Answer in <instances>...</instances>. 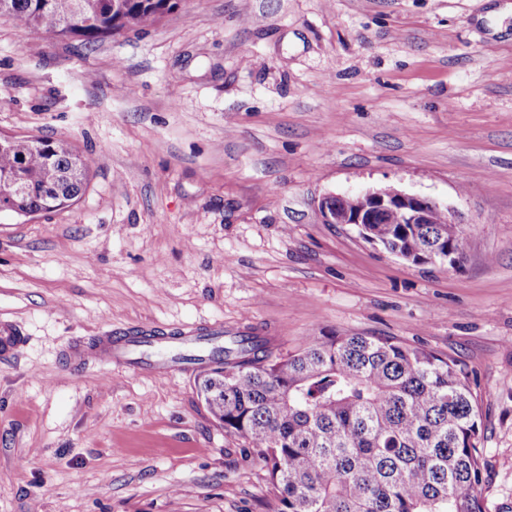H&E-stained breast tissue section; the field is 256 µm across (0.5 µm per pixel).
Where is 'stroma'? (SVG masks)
Returning <instances> with one entry per match:
<instances>
[{
	"label": "stroma",
	"mask_w": 512,
	"mask_h": 512,
	"mask_svg": "<svg viewBox=\"0 0 512 512\" xmlns=\"http://www.w3.org/2000/svg\"><path fill=\"white\" fill-rule=\"evenodd\" d=\"M67 139L75 204L0 212V512H275L196 391L71 360L108 332L362 334L468 371L486 512H512V0H181L89 46L0 20V134ZM386 183L460 214V267L324 223ZM26 346L19 326L0 322V359L10 360L20 355Z\"/></svg>",
	"instance_id": "obj_1"
}]
</instances>
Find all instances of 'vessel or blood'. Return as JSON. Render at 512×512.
I'll return each instance as SVG.
<instances>
[{
    "instance_id": "b4317fda",
    "label": "vessel or blood",
    "mask_w": 512,
    "mask_h": 512,
    "mask_svg": "<svg viewBox=\"0 0 512 512\" xmlns=\"http://www.w3.org/2000/svg\"><path fill=\"white\" fill-rule=\"evenodd\" d=\"M26 345L19 326L0 322V359L20 355ZM204 334L184 336H102L93 346L71 349L73 358L100 366H120L140 372L168 376L186 373L207 363Z\"/></svg>"
}]
</instances>
